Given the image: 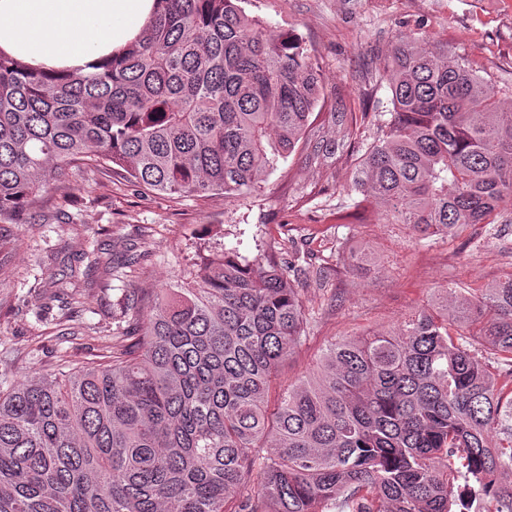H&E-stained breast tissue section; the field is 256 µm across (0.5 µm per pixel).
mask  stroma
I'll list each match as a JSON object with an SVG mask.
<instances>
[{
  "instance_id": "1",
  "label": "stroma",
  "mask_w": 512,
  "mask_h": 512,
  "mask_svg": "<svg viewBox=\"0 0 512 512\" xmlns=\"http://www.w3.org/2000/svg\"><path fill=\"white\" fill-rule=\"evenodd\" d=\"M272 32L297 34L323 101L294 152L237 199L160 195L109 168L70 171L61 195L0 223V370L12 382L79 363L128 329L138 289L187 285L199 257L295 261L310 335L280 380L309 375L335 338L396 327L455 282L512 275V208L495 229L420 238L382 224L353 189L392 108L380 58L403 37L447 47L512 95V0H244ZM373 272L353 274L349 253Z\"/></svg>"
}]
</instances>
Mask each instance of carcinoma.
<instances>
[{
  "instance_id": "cac0c4a2",
  "label": "carcinoma",
  "mask_w": 512,
  "mask_h": 512,
  "mask_svg": "<svg viewBox=\"0 0 512 512\" xmlns=\"http://www.w3.org/2000/svg\"><path fill=\"white\" fill-rule=\"evenodd\" d=\"M237 2L157 0L124 56L86 74L0 54V223L74 168L166 195L259 191L322 86L295 34ZM380 71L392 111L361 202L420 237L495 223L512 205V98L414 38ZM293 272L203 257L191 286L144 292L105 354L19 385L0 374V512H472L512 491V276L337 340L278 390L308 335Z\"/></svg>"
}]
</instances>
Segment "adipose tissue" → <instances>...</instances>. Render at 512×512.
I'll return each mask as SVG.
<instances>
[{"mask_svg": "<svg viewBox=\"0 0 512 512\" xmlns=\"http://www.w3.org/2000/svg\"><path fill=\"white\" fill-rule=\"evenodd\" d=\"M155 0H0V52L47 71H91L139 38Z\"/></svg>", "mask_w": 512, "mask_h": 512, "instance_id": "obj_1", "label": "adipose tissue"}]
</instances>
